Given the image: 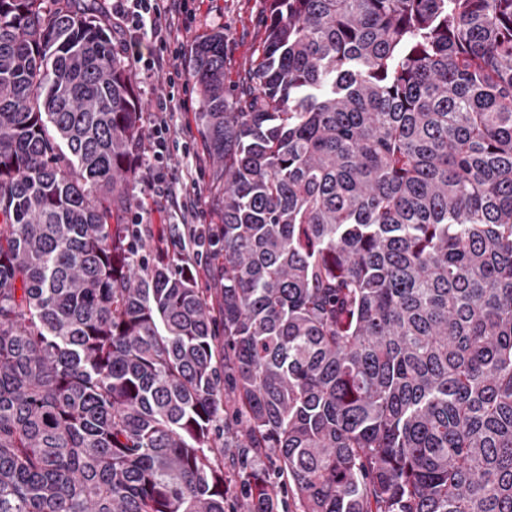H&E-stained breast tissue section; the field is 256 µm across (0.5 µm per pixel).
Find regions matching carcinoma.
I'll use <instances>...</instances> for the list:
<instances>
[{"mask_svg":"<svg viewBox=\"0 0 512 512\" xmlns=\"http://www.w3.org/2000/svg\"><path fill=\"white\" fill-rule=\"evenodd\" d=\"M207 276L128 224L112 29L0 0V512H512V0H269L187 52Z\"/></svg>","mask_w":512,"mask_h":512,"instance_id":"1","label":"carcinoma"}]
</instances>
